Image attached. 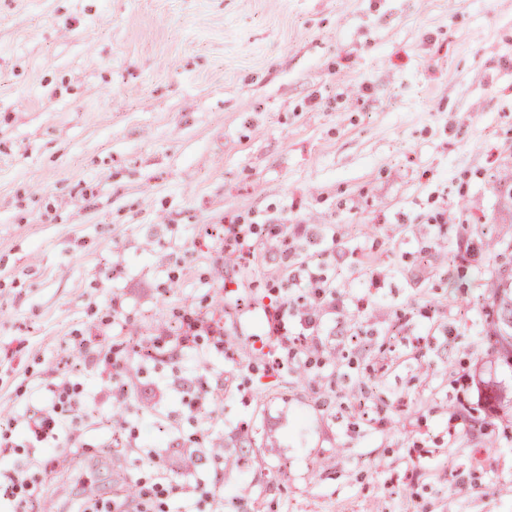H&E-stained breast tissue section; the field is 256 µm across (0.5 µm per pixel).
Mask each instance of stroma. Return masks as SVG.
Returning a JSON list of instances; mask_svg holds the SVG:
<instances>
[{
    "label": "stroma",
    "instance_id": "1",
    "mask_svg": "<svg viewBox=\"0 0 512 512\" xmlns=\"http://www.w3.org/2000/svg\"><path fill=\"white\" fill-rule=\"evenodd\" d=\"M306 261L320 349L271 376L262 309L302 320ZM508 274L512 0H0V428L32 512L160 471L208 494L147 512H512L476 387L512 390L485 336ZM195 313L223 348H175ZM54 377L91 415L48 451L23 431ZM221 234L224 237V253L234 254L248 245L254 228L252 224H224Z\"/></svg>",
    "mask_w": 512,
    "mask_h": 512
}]
</instances>
